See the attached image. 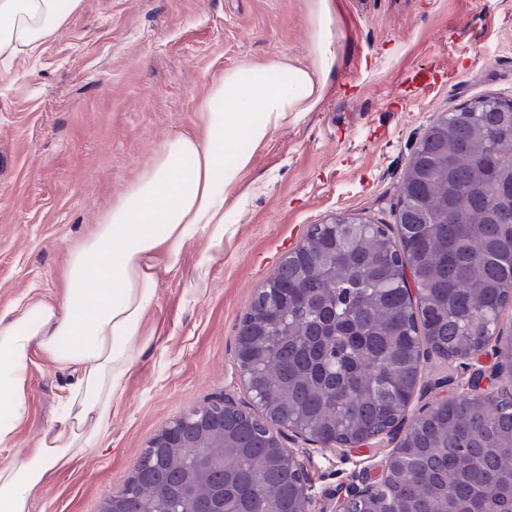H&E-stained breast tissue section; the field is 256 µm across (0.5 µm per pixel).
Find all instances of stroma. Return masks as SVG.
<instances>
[{"mask_svg":"<svg viewBox=\"0 0 512 512\" xmlns=\"http://www.w3.org/2000/svg\"><path fill=\"white\" fill-rule=\"evenodd\" d=\"M337 66L317 111L252 150L256 190L230 216L233 235L205 291L185 290L206 254L184 250L160 273L153 345L134 368L112 425L81 463L49 482L32 512H98L149 441L216 398L250 408L235 360L241 318L262 283L332 215L397 236L399 188L426 129L482 95L512 99V0H336ZM308 0H83L37 58L0 68V314L55 296L70 249L154 159L192 128L211 82L243 62L310 64ZM472 369L430 356L406 412L468 390ZM72 372L40 362L17 447L26 456L52 421ZM406 431L355 451L312 452V512H333L362 472Z\"/></svg>","mask_w":512,"mask_h":512,"instance_id":"1","label":"stroma"}]
</instances>
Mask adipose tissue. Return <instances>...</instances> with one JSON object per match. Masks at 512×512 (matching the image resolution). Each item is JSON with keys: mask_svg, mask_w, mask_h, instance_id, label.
<instances>
[{"mask_svg": "<svg viewBox=\"0 0 512 512\" xmlns=\"http://www.w3.org/2000/svg\"><path fill=\"white\" fill-rule=\"evenodd\" d=\"M81 3L0 0V65L39 54ZM333 18L331 0H311L313 67L277 57L239 64L215 79L196 126L171 134L72 248L59 296L33 297L0 315V451L16 447L29 417L32 368L46 360L75 374L31 452L0 462V512H31L43 486L107 434L132 370L153 343L147 321L158 302V272L180 269L185 246L199 237L209 250L187 290L203 292L231 231L229 194L251 165L238 142L260 145L317 109L337 63Z\"/></svg>", "mask_w": 512, "mask_h": 512, "instance_id": "ef3b65f1", "label": "adipose tissue"}]
</instances>
